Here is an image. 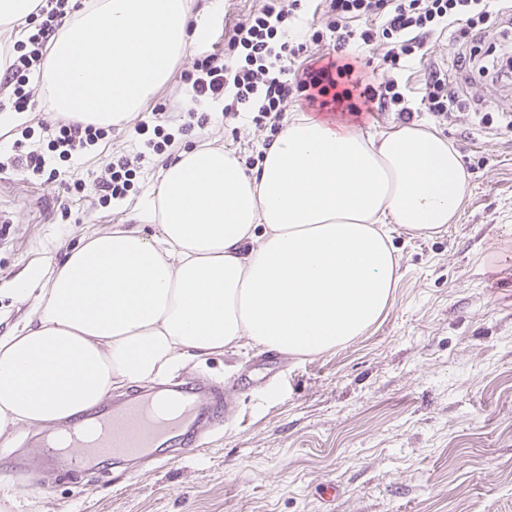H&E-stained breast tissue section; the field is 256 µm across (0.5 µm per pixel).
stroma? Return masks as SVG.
<instances>
[{
  "label": "stroma",
  "instance_id": "stroma-1",
  "mask_svg": "<svg viewBox=\"0 0 512 512\" xmlns=\"http://www.w3.org/2000/svg\"><path fill=\"white\" fill-rule=\"evenodd\" d=\"M206 12L207 36L171 65L149 106L117 122L108 136L50 171L0 165V336L24 321L30 301L16 290L33 270L50 275L91 232L142 228L132 205L156 190L162 168L203 144L233 151L247 167L262 160L268 136L236 120L212 118L179 131L145 158L127 206L99 201L94 185L116 156L140 150L134 129L151 121L152 105L190 101L182 74L206 49L223 50L224 34L263 0H224ZM435 62L459 85L477 84L481 108L512 112V84H481L456 68L462 47L443 33ZM431 61V62H434ZM431 62L407 73L414 121L448 140L470 175L455 220L432 236L394 227L399 280L381 317L352 342L314 355L286 357L256 347L192 361L173 380L202 377L230 388L231 421L202 446L160 466L124 472L112 461L84 472L65 466L49 489L26 487L44 451L30 429L0 437V512H512V129L479 128L467 112L445 121L419 110ZM27 117L0 132V151L14 141L50 152V119L39 80ZM317 118L380 134L400 127L396 113L354 116L321 109Z\"/></svg>",
  "mask_w": 512,
  "mask_h": 512
}]
</instances>
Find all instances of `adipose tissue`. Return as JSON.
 <instances>
[{
  "mask_svg": "<svg viewBox=\"0 0 512 512\" xmlns=\"http://www.w3.org/2000/svg\"><path fill=\"white\" fill-rule=\"evenodd\" d=\"M193 0H84L54 40L41 83L55 111L101 127L140 111L204 22ZM468 175L419 124L379 136L299 115L245 170L200 146L164 168L142 222L88 236L0 336V436L67 422L112 392L188 359L249 345L321 353L361 335L399 277L385 224L433 235Z\"/></svg>",
  "mask_w": 512,
  "mask_h": 512,
  "instance_id": "1",
  "label": "adipose tissue"
}]
</instances>
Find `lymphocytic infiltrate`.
Instances as JSON below:
<instances>
[{
	"label": "lymphocytic infiltrate",
	"mask_w": 512,
	"mask_h": 512,
	"mask_svg": "<svg viewBox=\"0 0 512 512\" xmlns=\"http://www.w3.org/2000/svg\"><path fill=\"white\" fill-rule=\"evenodd\" d=\"M319 4L322 26L309 39L318 43L324 35L332 36L334 54L325 65H310L293 75L291 62L303 51L287 39L297 5L295 0H266L259 12L234 25L223 54L199 57L185 73V81L192 84L194 104L181 110L184 128L204 127L208 117L199 111V103L219 101L223 116L245 120L275 135L284 126L288 99L295 93L312 109L323 107L328 96L333 104H345L355 114L391 110L411 116L401 74L411 62L433 54L428 38L446 28H459L461 39L471 44L460 66L492 83L512 79V47L488 40L494 24L512 21V0H319ZM70 12L69 0H44L31 18L34 28L27 41L0 44L15 111L29 108L33 96L29 74L43 65ZM355 46L369 47L377 55L378 71L362 68L351 55ZM474 98V92L461 89L447 71L435 67L420 104L440 120L469 111L481 128H512L511 113L473 109ZM52 128L61 155L67 159L78 157L86 146L108 134L106 128L65 114L55 116Z\"/></svg>",
	"instance_id": "lymphocytic-infiltrate-1"
}]
</instances>
